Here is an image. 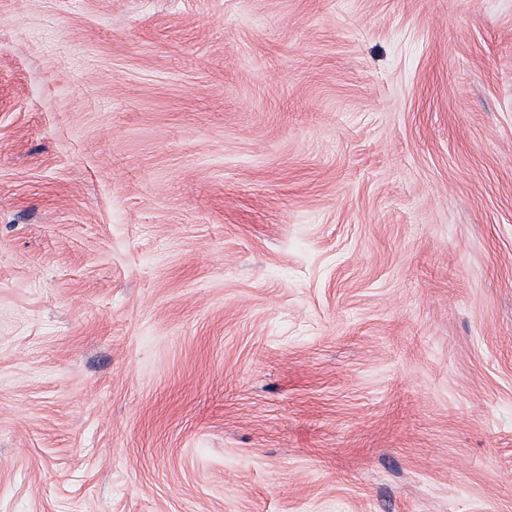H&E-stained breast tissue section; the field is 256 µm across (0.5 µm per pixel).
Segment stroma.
Returning a JSON list of instances; mask_svg holds the SVG:
<instances>
[{"mask_svg": "<svg viewBox=\"0 0 512 512\" xmlns=\"http://www.w3.org/2000/svg\"><path fill=\"white\" fill-rule=\"evenodd\" d=\"M0 512H512V0H0Z\"/></svg>", "mask_w": 512, "mask_h": 512, "instance_id": "obj_1", "label": "stroma"}]
</instances>
